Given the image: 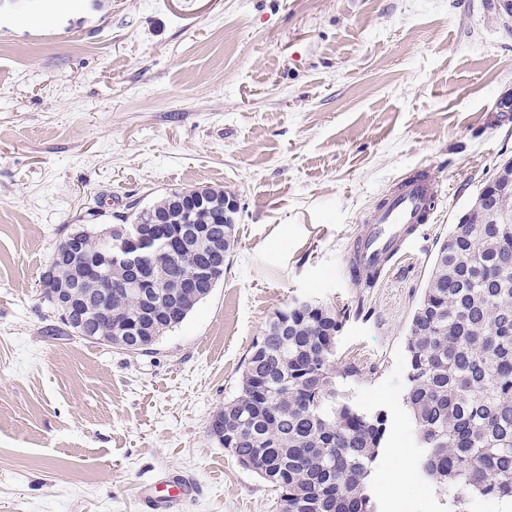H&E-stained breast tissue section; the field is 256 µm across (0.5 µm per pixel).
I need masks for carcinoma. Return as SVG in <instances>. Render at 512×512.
Masks as SVG:
<instances>
[{
  "label": "carcinoma",
  "instance_id": "carcinoma-1",
  "mask_svg": "<svg viewBox=\"0 0 512 512\" xmlns=\"http://www.w3.org/2000/svg\"><path fill=\"white\" fill-rule=\"evenodd\" d=\"M497 223L476 207L431 260L407 331L403 407L417 429V474L451 494L449 512L474 496L512 509V159L497 169ZM131 230L151 216L137 201L120 215ZM224 257L235 225L164 258L167 282L193 277L207 242ZM59 243L55 280L74 264ZM344 315L310 302L277 310L224 402V441L278 492L288 512H377L369 477L385 451L389 414L350 398L358 370L333 369Z\"/></svg>",
  "mask_w": 512,
  "mask_h": 512
}]
</instances>
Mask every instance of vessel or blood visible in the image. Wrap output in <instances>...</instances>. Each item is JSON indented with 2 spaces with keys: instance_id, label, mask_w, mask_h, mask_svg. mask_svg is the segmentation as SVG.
<instances>
[{
  "instance_id": "b4317fda",
  "label": "vessel or blood",
  "mask_w": 512,
  "mask_h": 512,
  "mask_svg": "<svg viewBox=\"0 0 512 512\" xmlns=\"http://www.w3.org/2000/svg\"><path fill=\"white\" fill-rule=\"evenodd\" d=\"M441 193L440 183L429 173L401 181L396 189L366 215L349 260L350 269L368 271L382 267L427 223ZM197 491L194 481L175 477L149 487L142 496L143 512H177Z\"/></svg>"
}]
</instances>
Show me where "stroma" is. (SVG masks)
<instances>
[{"label": "stroma", "instance_id": "1", "mask_svg": "<svg viewBox=\"0 0 512 512\" xmlns=\"http://www.w3.org/2000/svg\"><path fill=\"white\" fill-rule=\"evenodd\" d=\"M508 101L497 0H106L34 19L0 0V512H141L164 474L197 485L181 512H278L209 423L297 298L346 313L335 365L391 414L378 512H441L415 476L406 335L439 239L512 157ZM421 168L442 185L431 220L356 287L363 217ZM204 185L237 195L236 243L181 325L137 355L47 335L40 275L72 225Z\"/></svg>", "mask_w": 512, "mask_h": 512}]
</instances>
